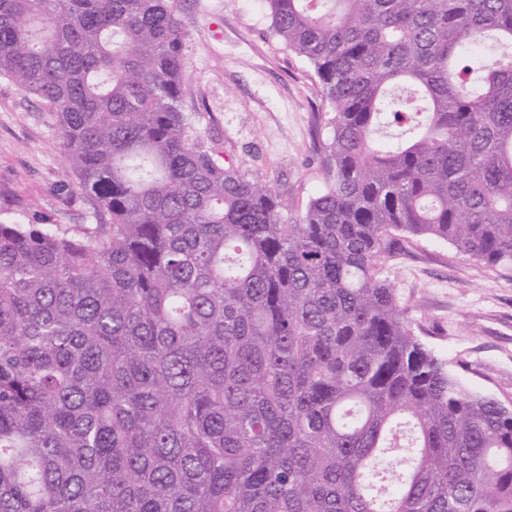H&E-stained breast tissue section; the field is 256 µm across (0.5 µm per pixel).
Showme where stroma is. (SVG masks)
<instances>
[{
    "instance_id": "35a3bbf8",
    "label": "stroma",
    "mask_w": 512,
    "mask_h": 512,
    "mask_svg": "<svg viewBox=\"0 0 512 512\" xmlns=\"http://www.w3.org/2000/svg\"><path fill=\"white\" fill-rule=\"evenodd\" d=\"M181 107L215 158L272 183L295 223L327 183L333 111L312 66L272 35L259 0H187ZM53 113L0 78V218L22 202L54 224L88 206L58 148ZM420 341L470 389L512 407V273L405 233L381 270Z\"/></svg>"
}]
</instances>
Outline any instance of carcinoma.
Returning <instances> with one entry per match:
<instances>
[{"label":"carcinoma","instance_id":"carcinoma-1","mask_svg":"<svg viewBox=\"0 0 512 512\" xmlns=\"http://www.w3.org/2000/svg\"><path fill=\"white\" fill-rule=\"evenodd\" d=\"M185 0H0L89 205L0 220V512H512V408L381 277L512 270V0H261L331 105L297 224L181 109Z\"/></svg>","mask_w":512,"mask_h":512}]
</instances>
